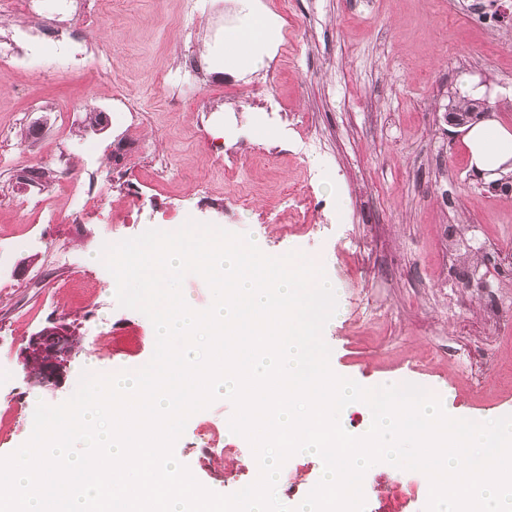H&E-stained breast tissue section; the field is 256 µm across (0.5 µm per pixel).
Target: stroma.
<instances>
[{
    "mask_svg": "<svg viewBox=\"0 0 512 512\" xmlns=\"http://www.w3.org/2000/svg\"><path fill=\"white\" fill-rule=\"evenodd\" d=\"M500 0H256L297 24L261 66L216 65L236 0H83L69 54L43 29L66 0H0V457L31 436L37 403H63L83 366H145L155 329L119 306L104 245L187 221L249 234L262 252L296 250L336 286L322 331L336 374L362 386L412 383L450 416L512 415V193L489 192L470 164L450 99L490 90L492 119L512 129V25ZM111 54L114 77L98 71ZM200 78L163 76L189 62ZM284 107L264 124L261 106ZM104 113V132L86 123ZM304 114L306 126H289ZM322 151L309 152L304 140ZM237 171L227 175L225 162ZM48 184H24L31 169ZM93 178L95 195L82 183ZM310 183L302 213L285 191ZM83 221L69 223L73 213ZM66 318L79 343L60 388L22 362L31 336ZM233 403L192 415L174 453L209 490L251 477ZM212 453L201 452V436ZM323 475L318 456L283 465L276 495L296 504ZM419 471L380 462L363 478L365 512H424Z\"/></svg>",
    "mask_w": 512,
    "mask_h": 512,
    "instance_id": "obj_1",
    "label": "stroma"
}]
</instances>
